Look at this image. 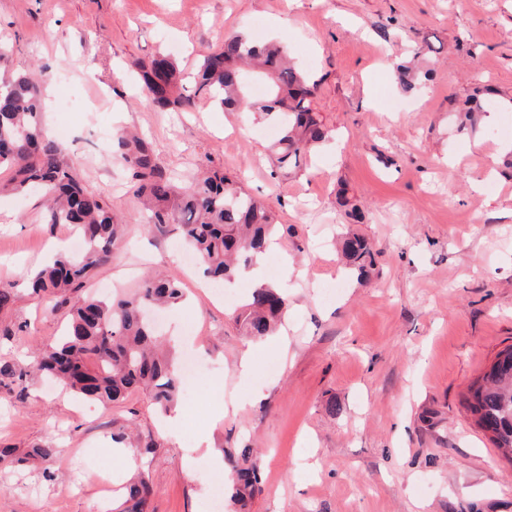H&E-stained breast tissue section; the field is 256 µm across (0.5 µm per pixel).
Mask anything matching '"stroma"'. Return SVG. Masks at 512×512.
<instances>
[{
  "label": "stroma",
  "instance_id": "35a3bbf8",
  "mask_svg": "<svg viewBox=\"0 0 512 512\" xmlns=\"http://www.w3.org/2000/svg\"><path fill=\"white\" fill-rule=\"evenodd\" d=\"M231 31L286 45L318 80L315 105L335 137L306 170L274 175L269 123L203 97L191 112L144 102L134 62L165 54L189 74ZM0 42L11 49L0 74L47 68L43 126L124 224L88 290L112 297L149 270L178 278L187 301L161 311L158 329L201 364L174 435L143 392L107 404L39 380L21 399L0 388V448L58 449L0 463V512H111L99 477L116 487L129 477L112 439L125 425L161 443L140 462L151 512H207L223 447L263 457L252 512H512V462L467 407L471 382L512 345V173L499 163L512 146V0H0ZM429 45L431 80L402 92L392 60ZM477 86L494 96L472 135L456 109ZM62 96L75 112L56 111ZM106 123L138 132L166 171L238 178L288 225L232 285L241 301L257 283H287L276 345L245 336L200 270L181 266L179 234L151 232ZM341 185L363 223L344 224ZM0 213V279L16 293L0 312V362L21 365L63 328L29 278L74 230L45 224L35 189L0 194ZM346 232L373 248L367 280L337 257Z\"/></svg>",
  "mask_w": 512,
  "mask_h": 512
}]
</instances>
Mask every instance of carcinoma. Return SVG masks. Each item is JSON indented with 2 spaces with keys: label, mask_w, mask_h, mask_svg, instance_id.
<instances>
[{
  "label": "carcinoma",
  "mask_w": 512,
  "mask_h": 512,
  "mask_svg": "<svg viewBox=\"0 0 512 512\" xmlns=\"http://www.w3.org/2000/svg\"><path fill=\"white\" fill-rule=\"evenodd\" d=\"M413 59L392 63L397 82L405 92L416 89L421 72ZM144 99L153 107L189 112L195 96L204 95L231 112H255L280 127L271 147L275 167L289 172L329 133L324 116L314 106L317 83L295 68L280 44L256 43L229 34L224 44L200 55L194 94L175 93L180 81L177 64L167 56L137 64ZM264 75L267 97L257 103L246 91V69ZM481 91L459 111L462 130L475 131L483 111ZM41 90L26 74L0 80V169L11 173L12 189L38 188L47 198L45 223L70 224L84 243L75 258L59 253L32 278V290L49 299L52 315L71 305L63 334L42 345L24 368L0 364V384H24L30 379L52 378L65 389L86 399L118 403L135 390L149 392L152 403L167 410L178 401L181 378L174 360L162 354V341L145 312L151 307L183 299L174 278L146 277L137 294L110 301L88 295L70 303L91 274L105 264L118 238L120 224L105 198L88 192L65 164L61 145L45 131L40 117ZM116 143L130 170L133 195L151 211L148 224L159 237L178 225L193 248L205 277L224 283L237 276L241 265L264 253L278 230L275 211L249 195L221 171L181 181L166 174L150 143L143 138L116 133ZM340 205L356 223L363 220L346 187L339 191ZM346 264L361 275L375 266V254L366 239L352 235L341 241ZM286 298L270 284L252 290L234 311V320L247 335L261 339L276 333ZM468 409L490 442L512 462V346L499 351L490 367L469 387ZM235 482L229 490L236 512H250L258 491L261 456L252 448L229 454ZM153 493L150 475L134 474L123 487L116 512H148Z\"/></svg>",
  "instance_id": "1"
}]
</instances>
